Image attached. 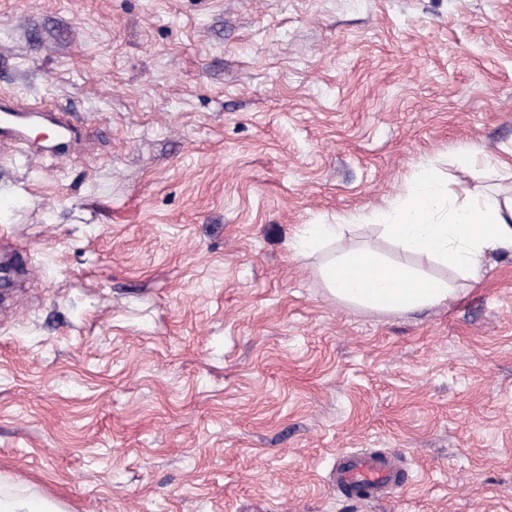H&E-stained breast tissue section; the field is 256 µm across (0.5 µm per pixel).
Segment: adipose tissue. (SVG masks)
<instances>
[{
    "label": "adipose tissue",
    "instance_id": "adipose-tissue-1",
    "mask_svg": "<svg viewBox=\"0 0 512 512\" xmlns=\"http://www.w3.org/2000/svg\"><path fill=\"white\" fill-rule=\"evenodd\" d=\"M402 257L346 241L342 224H308L294 243L297 256H309L341 242L320 276L336 301L377 314H402L448 303L455 283L478 277L487 255L512 254V204L503 205L476 189L463 195L431 167L422 168L405 191L387 207L373 211ZM433 262L438 274L426 273L415 258Z\"/></svg>",
    "mask_w": 512,
    "mask_h": 512
}]
</instances>
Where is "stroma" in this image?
Wrapping results in <instances>:
<instances>
[{
    "mask_svg": "<svg viewBox=\"0 0 512 512\" xmlns=\"http://www.w3.org/2000/svg\"><path fill=\"white\" fill-rule=\"evenodd\" d=\"M0 477L63 512H512V257L448 304L332 299L292 248L430 162L512 198V0H0ZM77 131L47 156L52 120ZM393 455L344 497L342 454ZM0 109V146H18L22 141L24 128L33 119V114L40 112L5 102ZM399 477V471L388 456L352 452L337 465L336 487L347 497L377 498Z\"/></svg>",
    "mask_w": 512,
    "mask_h": 512,
    "instance_id": "1",
    "label": "stroma"
}]
</instances>
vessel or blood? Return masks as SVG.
<instances>
[{
    "mask_svg": "<svg viewBox=\"0 0 512 512\" xmlns=\"http://www.w3.org/2000/svg\"><path fill=\"white\" fill-rule=\"evenodd\" d=\"M34 111L15 104L0 108V146L19 145L24 128ZM400 474L393 461L385 455L353 452L336 468V487L345 496L367 499L381 495L395 483Z\"/></svg>",
    "mask_w": 512,
    "mask_h": 512,
    "instance_id": "vessel-or-blood-1",
    "label": "vessel or blood"
}]
</instances>
